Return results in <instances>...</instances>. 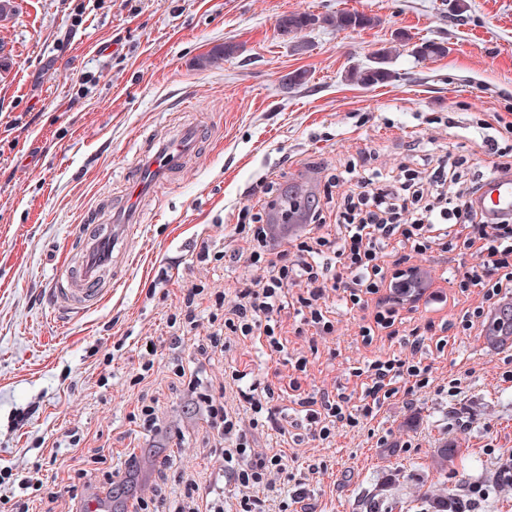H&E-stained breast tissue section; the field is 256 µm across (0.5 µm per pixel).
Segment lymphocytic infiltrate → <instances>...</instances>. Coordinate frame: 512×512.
Wrapping results in <instances>:
<instances>
[{"instance_id": "lymphocytic-infiltrate-1", "label": "lymphocytic infiltrate", "mask_w": 512, "mask_h": 512, "mask_svg": "<svg viewBox=\"0 0 512 512\" xmlns=\"http://www.w3.org/2000/svg\"><path fill=\"white\" fill-rule=\"evenodd\" d=\"M448 173L438 164L430 173L401 167L389 174L368 166L366 160H353L331 174L333 186L350 184L353 190L335 215L336 225L345 233L330 238L323 233L325 218L314 214V227L304 235L274 247L269 228L250 221L248 212H240L234 224L233 238L239 248L228 254L232 263L244 262L254 271L234 299L224 292L214 294V304L194 309L199 286L183 289L184 304L169 313L166 323L172 334L170 343L180 347L184 337L208 326L206 335L195 343L196 362L176 363L174 374L181 379L187 413L204 421L213 438V453L219 462L217 471L205 481L185 479L182 498L173 499L161 490L134 499V512H224V485L234 484L239 494V512H266L261 491L273 481L288 475V460L278 452L256 451L242 428L239 407L252 413V424H267L280 430L279 407L274 391L261 385L251 370L231 368L222 384H214L209 368L216 355L229 351L231 338H264L268 354L285 350L277 316L285 308H294L301 327L314 329L316 335L335 331L327 299L340 289L342 300L351 308L375 306L374 325L361 329L365 342H372L376 328L395 322L394 295L400 284L399 272L390 259L401 244H410L422 254L433 247L466 255L475 252L477 265L469 267L459 280L461 291L481 289L483 303L465 312L460 327L473 329L485 316L486 306L499 296L512 292V220L491 218L472 205L476 188L452 192L446 190ZM297 296H290V288ZM364 377L362 398L350 408L345 393L304 392L299 379H290V398L297 405L298 420L320 441H328L337 426L357 427L360 419L372 416L386 399L397 394L400 381H411L414 388L428 386L426 368L399 359L377 358L356 369Z\"/></svg>"}]
</instances>
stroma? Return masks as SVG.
<instances>
[{
    "label": "stroma",
    "instance_id": "1",
    "mask_svg": "<svg viewBox=\"0 0 512 512\" xmlns=\"http://www.w3.org/2000/svg\"><path fill=\"white\" fill-rule=\"evenodd\" d=\"M14 0L0 22V465L34 475L42 487L30 512H73L67 490L88 453L121 461L147 446L129 421L138 397L126 380L138 367L137 341L158 340L149 392L163 433L157 456L172 474L204 478L214 460L200 424L184 418L174 357L194 358L192 341L168 343L166 318L180 286L204 281L233 294L244 263L203 266L201 246L224 250L246 206H259L263 176L301 201L341 197L328 188L333 169L371 154L382 171L427 170L445 155L461 160L459 185L489 177V155L471 124L485 112L512 114V0ZM358 12L376 25L340 29L330 17ZM321 22L283 33L282 17ZM444 43L441 56L416 45ZM307 50H297V43ZM231 57L199 67L224 44ZM392 49L391 81L371 86L357 72ZM306 82L286 89L289 73ZM187 126L207 129L198 154L159 192L146 196L131 261L112 294L81 315L54 317L50 286L57 262L75 256L79 231L120 201L130 172L152 141ZM478 256L434 249L413 255L444 303L398 306L392 327L364 343L359 328L373 310L348 311L340 294L328 305L330 336L297 334L294 312L278 321L286 348L268 356L256 341L232 340L226 360L251 368L279 390L307 358L308 392L359 397L354 368L382 357L427 367L429 384L387 399L356 428L337 427L331 442L285 416L287 436L254 432L256 446L283 451L293 479L265 497L280 512L302 490L314 512H421L418 496L465 500L489 492L476 512H512V347L490 344L493 316L470 333L463 314L480 305L478 289L460 292L455 275ZM168 286H156L161 270ZM458 380L459 390L449 388ZM81 442L70 446L69 429ZM454 448L447 473L435 458Z\"/></svg>",
    "mask_w": 512,
    "mask_h": 512
}]
</instances>
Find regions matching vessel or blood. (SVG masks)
Listing matches in <instances>:
<instances>
[{"label": "vessel or blood", "instance_id": "b4317fda", "mask_svg": "<svg viewBox=\"0 0 512 512\" xmlns=\"http://www.w3.org/2000/svg\"><path fill=\"white\" fill-rule=\"evenodd\" d=\"M199 139V129L187 127L181 130L176 145L158 148L149 158L145 178L137 183V190L166 183L195 156ZM475 206L492 218L512 216V176L487 180ZM133 216L132 210H116L112 223L86 233L76 264L63 263L56 267L52 281L56 306L79 314L98 306L111 293L112 270L125 258L138 230L132 222Z\"/></svg>", "mask_w": 512, "mask_h": 512}]
</instances>
